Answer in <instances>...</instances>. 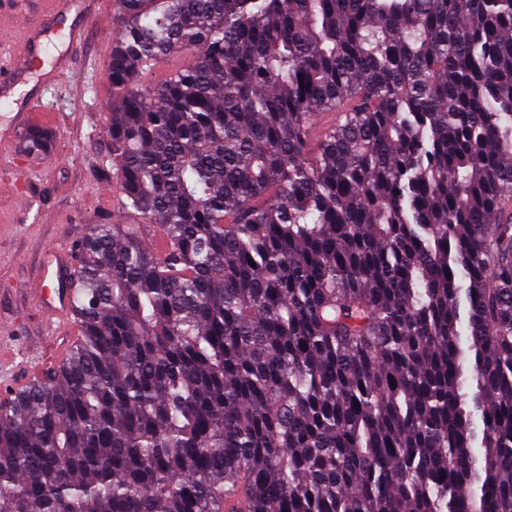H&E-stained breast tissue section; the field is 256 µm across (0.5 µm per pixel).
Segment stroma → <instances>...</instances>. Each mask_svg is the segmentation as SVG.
Returning <instances> with one entry per match:
<instances>
[{
	"label": "stroma",
	"mask_w": 512,
	"mask_h": 512,
	"mask_svg": "<svg viewBox=\"0 0 512 512\" xmlns=\"http://www.w3.org/2000/svg\"><path fill=\"white\" fill-rule=\"evenodd\" d=\"M31 24L46 21L40 40L48 66L28 83L38 123H50L54 152L23 157L17 142L0 143V389L23 384L28 368L57 360L80 334L77 324L46 323L36 290L49 249L72 254L88 225L118 217L113 183L95 170L112 152L104 132L112 102L105 64L117 28L114 0H78V9L51 18L54 0H22ZM83 25L84 38L66 49L57 30Z\"/></svg>",
	"instance_id": "1"
}]
</instances>
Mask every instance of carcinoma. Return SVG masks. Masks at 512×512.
<instances>
[{"label":"carcinoma","mask_w":512,"mask_h":512,"mask_svg":"<svg viewBox=\"0 0 512 512\" xmlns=\"http://www.w3.org/2000/svg\"><path fill=\"white\" fill-rule=\"evenodd\" d=\"M116 21L132 221L88 225L82 336L0 409V512H512V0Z\"/></svg>","instance_id":"carcinoma-1"}]
</instances>
